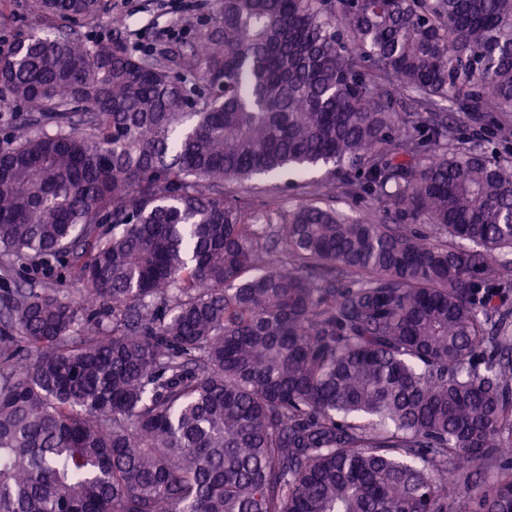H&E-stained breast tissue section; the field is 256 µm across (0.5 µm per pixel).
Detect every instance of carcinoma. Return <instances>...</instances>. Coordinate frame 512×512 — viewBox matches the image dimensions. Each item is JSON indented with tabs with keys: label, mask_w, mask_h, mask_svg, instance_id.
<instances>
[{
	"label": "carcinoma",
	"mask_w": 512,
	"mask_h": 512,
	"mask_svg": "<svg viewBox=\"0 0 512 512\" xmlns=\"http://www.w3.org/2000/svg\"><path fill=\"white\" fill-rule=\"evenodd\" d=\"M30 8L0 277L81 289L0 293V512H512L507 470L460 502L512 448V160L437 112L512 137V0H215L160 52L69 26L106 0ZM284 170L285 223L229 199ZM331 204L334 205L337 210L342 211L350 219L363 218L367 210L370 208H378V204L375 201L369 200L365 202L353 200L337 193ZM14 280H23L26 287L56 288L64 294H74L81 288V284L72 277H62L61 267L54 260H50L37 269L17 268Z\"/></svg>",
	"instance_id": "1"
}]
</instances>
